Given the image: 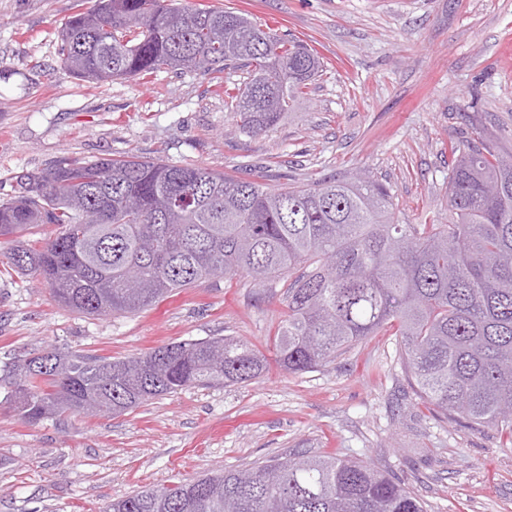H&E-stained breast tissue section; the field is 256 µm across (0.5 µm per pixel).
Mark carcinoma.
<instances>
[{"label":"carcinoma","instance_id":"1","mask_svg":"<svg viewBox=\"0 0 512 512\" xmlns=\"http://www.w3.org/2000/svg\"><path fill=\"white\" fill-rule=\"evenodd\" d=\"M62 70L90 82L162 68L242 69L224 107L241 131L278 124L322 72L306 46L244 14L181 0H96L61 32ZM0 237L18 273L52 300L99 317L136 314L216 277L282 283L276 362L322 367L387 325L418 392L442 414L493 426L512 443V151L483 130L448 168L449 224H400L368 177L271 189L199 165L123 156L63 161L17 177ZM56 232L30 241L37 228ZM266 358L231 336L173 342L138 357L53 348L3 370L5 403L30 423L122 414L192 386L251 382ZM108 512H426L377 466L298 452L158 489Z\"/></svg>","mask_w":512,"mask_h":512}]
</instances>
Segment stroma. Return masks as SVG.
Returning <instances> with one entry per match:
<instances>
[{"instance_id": "1", "label": "stroma", "mask_w": 512, "mask_h": 512, "mask_svg": "<svg viewBox=\"0 0 512 512\" xmlns=\"http://www.w3.org/2000/svg\"><path fill=\"white\" fill-rule=\"evenodd\" d=\"M95 0H0V201L20 173L64 159L137 155L201 165L277 189L363 171L400 223L448 220L455 149L491 133L512 149V0H209L301 41L325 64L306 100L268 132L224 108L243 76L166 69L96 84L65 75L59 33ZM0 238V370L45 347L127 357L234 336L273 357L282 292L243 276L184 288L132 315L53 302L7 264ZM311 451L388 471L426 512H512V444L417 393L383 331L336 361L250 384L192 387L125 414L29 423L0 407V512H105L112 500Z\"/></svg>"}]
</instances>
